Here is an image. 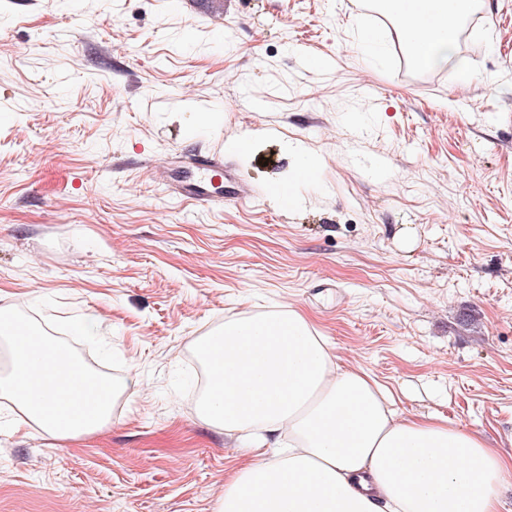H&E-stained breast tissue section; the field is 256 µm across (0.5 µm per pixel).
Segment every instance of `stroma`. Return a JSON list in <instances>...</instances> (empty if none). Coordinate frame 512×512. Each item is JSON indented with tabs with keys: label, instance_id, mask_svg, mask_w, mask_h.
Here are the masks:
<instances>
[{
	"label": "stroma",
	"instance_id": "35a3bbf8",
	"mask_svg": "<svg viewBox=\"0 0 512 512\" xmlns=\"http://www.w3.org/2000/svg\"><path fill=\"white\" fill-rule=\"evenodd\" d=\"M476 12L463 86L390 37L364 59L389 22L356 0H0V307L99 317L71 353L141 387L79 440L0 400V512H215L250 454L188 406L187 356L248 309L302 310L399 415L512 454V0ZM218 151L251 202L141 167Z\"/></svg>",
	"mask_w": 512,
	"mask_h": 512
}]
</instances>
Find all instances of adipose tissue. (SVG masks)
<instances>
[{
    "label": "adipose tissue",
    "mask_w": 512,
    "mask_h": 512,
    "mask_svg": "<svg viewBox=\"0 0 512 512\" xmlns=\"http://www.w3.org/2000/svg\"><path fill=\"white\" fill-rule=\"evenodd\" d=\"M397 18L414 67L462 69L457 52L471 0H377ZM0 398L46 436L75 440L110 422L109 399L136 382L95 392L64 348L0 307ZM208 371L198 413L241 439L253 459L224 482L217 512H499L512 459L479 436L432 417H400L363 369L341 366L300 309L242 312L200 337Z\"/></svg>",
    "instance_id": "1"
}]
</instances>
